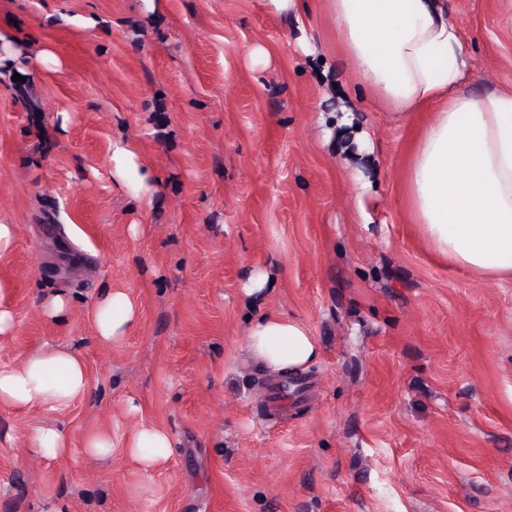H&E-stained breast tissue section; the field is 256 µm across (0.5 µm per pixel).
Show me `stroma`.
Here are the masks:
<instances>
[{
  "instance_id": "1",
  "label": "stroma",
  "mask_w": 512,
  "mask_h": 512,
  "mask_svg": "<svg viewBox=\"0 0 512 512\" xmlns=\"http://www.w3.org/2000/svg\"><path fill=\"white\" fill-rule=\"evenodd\" d=\"M307 3L295 19L265 0H0L24 61L21 81L0 73V365L54 347L91 380L64 407L0 404V512H512V275L428 240L408 177L434 107L398 116L356 92ZM448 16L461 91L512 92V0H448ZM47 45L60 67L39 63ZM118 140L152 169L151 200L114 181ZM114 288L139 320L107 344L93 312ZM266 314L304 324L316 362L285 377L255 360ZM289 378L267 410L261 382ZM144 424L172 441L152 468L124 448ZM40 426L68 429L70 453L34 455ZM98 431L109 457L82 449Z\"/></svg>"
}]
</instances>
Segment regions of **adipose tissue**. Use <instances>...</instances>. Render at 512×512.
Listing matches in <instances>:
<instances>
[{
    "label": "adipose tissue",
    "instance_id": "obj_1",
    "mask_svg": "<svg viewBox=\"0 0 512 512\" xmlns=\"http://www.w3.org/2000/svg\"><path fill=\"white\" fill-rule=\"evenodd\" d=\"M338 43L352 63L357 86L376 91L402 113L437 105L419 134L409 173L418 223L436 249L486 275L512 270V93L479 97L456 93L467 63L446 0H325ZM114 175L141 199L156 191L152 174L128 141L112 146ZM139 312L114 289L98 303L97 337L111 343L127 336ZM248 350L273 373L293 372L316 361L319 345L299 321L268 315L253 321ZM61 370L64 380H47ZM84 361L61 349L40 350L21 365L0 367V403L34 408L69 404L86 394ZM145 466L166 460L169 434L143 425L125 441Z\"/></svg>",
    "mask_w": 512,
    "mask_h": 512
}]
</instances>
